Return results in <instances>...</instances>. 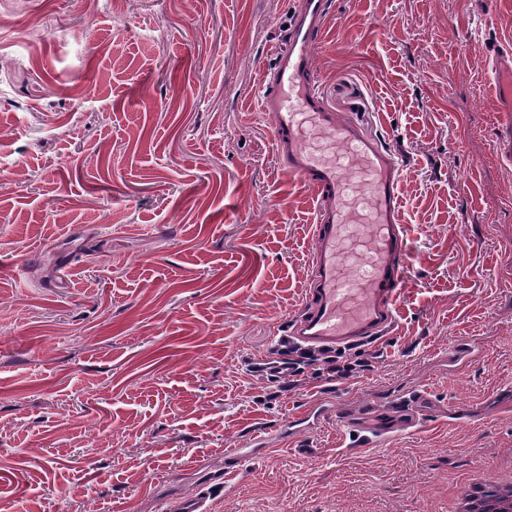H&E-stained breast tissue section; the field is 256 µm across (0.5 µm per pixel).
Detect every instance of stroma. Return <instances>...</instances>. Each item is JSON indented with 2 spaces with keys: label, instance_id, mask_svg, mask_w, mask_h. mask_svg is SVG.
I'll return each mask as SVG.
<instances>
[{
  "label": "stroma",
  "instance_id": "obj_1",
  "mask_svg": "<svg viewBox=\"0 0 512 512\" xmlns=\"http://www.w3.org/2000/svg\"><path fill=\"white\" fill-rule=\"evenodd\" d=\"M329 2L319 91L399 156L410 240L397 326L346 379L254 368L315 248L258 107L295 0H0V512H437L512 469V0ZM413 392L417 426L337 447ZM495 82L499 94L507 103V108L501 112L506 118L510 129L512 125V58L510 51H503L496 55Z\"/></svg>",
  "mask_w": 512,
  "mask_h": 512
}]
</instances>
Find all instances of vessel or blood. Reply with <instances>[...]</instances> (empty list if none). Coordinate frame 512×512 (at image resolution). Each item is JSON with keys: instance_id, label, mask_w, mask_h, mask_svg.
Wrapping results in <instances>:
<instances>
[{"instance_id": "1", "label": "vessel or blood", "mask_w": 512, "mask_h": 512, "mask_svg": "<svg viewBox=\"0 0 512 512\" xmlns=\"http://www.w3.org/2000/svg\"><path fill=\"white\" fill-rule=\"evenodd\" d=\"M327 13L328 0H297L274 62L261 75L259 95L260 110L273 120L280 157L316 195L311 303L288 338L313 351L378 342L394 331L410 252L399 158L355 124L338 120L316 88L315 50ZM495 82L512 125V53L497 54ZM418 413L414 401L372 423H348L337 445L376 447L393 425H417Z\"/></svg>"}]
</instances>
